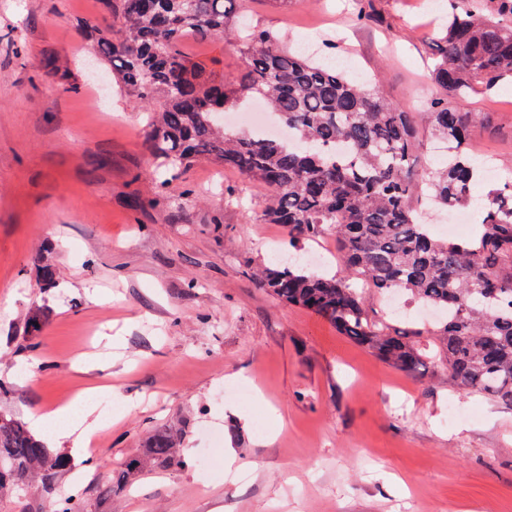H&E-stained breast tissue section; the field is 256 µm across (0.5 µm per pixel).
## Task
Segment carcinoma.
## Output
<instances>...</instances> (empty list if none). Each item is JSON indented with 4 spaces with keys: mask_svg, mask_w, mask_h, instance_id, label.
I'll use <instances>...</instances> for the list:
<instances>
[{
    "mask_svg": "<svg viewBox=\"0 0 512 512\" xmlns=\"http://www.w3.org/2000/svg\"><path fill=\"white\" fill-rule=\"evenodd\" d=\"M239 0H101L112 30L90 27L106 72L157 112L147 139L168 185L199 160L224 164L269 190L267 224L288 229V244L336 237L345 277L280 261L259 284L278 300L308 309L352 342L409 375L426 369L420 336L437 337L436 361L460 389L512 409V181L473 196L481 165L468 151L478 112L448 107L476 87L512 82V20L484 14L483 0L452 8L436 39L433 77L445 96L420 112L388 101L365 81L290 49L274 32L237 27ZM239 46L245 74L233 86L211 83L182 49L186 34ZM263 99L288 137H258L224 126V113ZM451 150L448 165L418 169L417 122ZM425 189L449 210L481 208L471 241L439 240L421 224L412 199ZM381 297L406 293L446 312L437 325L401 331L374 316L351 279ZM183 430L156 431L147 448L124 460L109 492L124 489L146 464L182 466ZM69 460L51 451L19 417L0 414V500L21 497L38 481L50 512H87L83 493L56 495Z\"/></svg>",
    "mask_w": 512,
    "mask_h": 512,
    "instance_id": "obj_1",
    "label": "carcinoma"
}]
</instances>
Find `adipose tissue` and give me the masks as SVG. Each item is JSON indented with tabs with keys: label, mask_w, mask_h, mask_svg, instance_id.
Returning <instances> with one entry per match:
<instances>
[{
	"label": "adipose tissue",
	"mask_w": 512,
	"mask_h": 512,
	"mask_svg": "<svg viewBox=\"0 0 512 512\" xmlns=\"http://www.w3.org/2000/svg\"><path fill=\"white\" fill-rule=\"evenodd\" d=\"M30 419L44 441L71 444L77 451H84L101 426L93 407L79 402L47 412L34 411Z\"/></svg>",
	"instance_id": "ef3b65f1"
}]
</instances>
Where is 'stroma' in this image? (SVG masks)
<instances>
[{
    "instance_id": "1",
    "label": "stroma",
    "mask_w": 512,
    "mask_h": 512,
    "mask_svg": "<svg viewBox=\"0 0 512 512\" xmlns=\"http://www.w3.org/2000/svg\"><path fill=\"white\" fill-rule=\"evenodd\" d=\"M449 10L370 0L360 21L352 0H245L240 20L298 52L315 40V57L347 61L351 78L417 112L443 94L431 41ZM87 20L112 24L99 0H0V379L14 385L0 414L114 389L91 400L111 422L88 450L97 468L73 462L62 489L80 488L90 512H512V410L463 393L443 367L409 377L260 288L254 271L288 249L287 229L262 220L263 189L213 161L185 174L192 198L163 188L148 110L94 78ZM183 48L214 83L244 73L224 40L190 35ZM448 105L481 113L471 149L512 173V83ZM242 381L259 397H223ZM182 419L184 456L209 466L105 493L121 462Z\"/></svg>"
}]
</instances>
